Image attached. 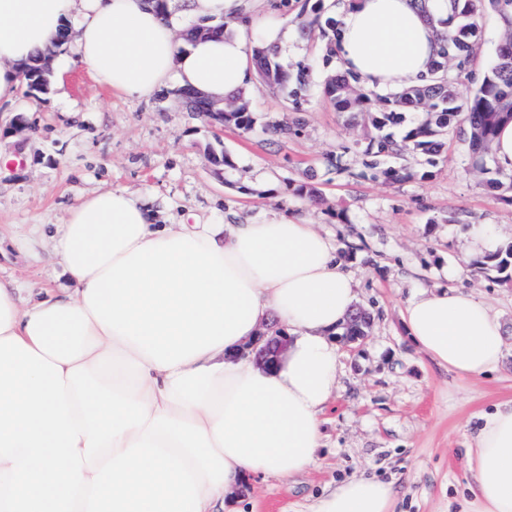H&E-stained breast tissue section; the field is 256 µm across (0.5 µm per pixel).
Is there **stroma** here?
<instances>
[{
  "instance_id": "35a3bbf8",
  "label": "stroma",
  "mask_w": 512,
  "mask_h": 512,
  "mask_svg": "<svg viewBox=\"0 0 512 512\" xmlns=\"http://www.w3.org/2000/svg\"><path fill=\"white\" fill-rule=\"evenodd\" d=\"M338 0H265L269 17L288 27L285 65H312L299 135L278 138L266 124L292 119L286 93L253 79L245 98L252 131L213 129L187 111L176 87L151 99L113 93L82 65L53 76L47 92L0 106V275L31 287L65 284L49 243L29 244L35 224H61L89 195L123 188L145 200L158 223L288 215L336 240L354 275L358 302L373 321L355 347H342L338 386L323 414V446L315 466L290 478L248 482L236 498L254 512H308L336 483L375 476L394 482L396 512H464L470 501L471 448L482 414L512 399V284L473 269L467 230L494 227L512 242V190L489 189L475 172L466 142L448 140L435 160L416 153L392 160L401 178L371 167L358 148L364 134L350 114L323 95L338 63L323 66L320 32ZM503 42L497 15L478 20L474 77L495 62ZM29 128L15 133L16 114ZM231 167L216 173L210 150ZM313 183L318 200L295 194ZM466 265L467 278L448 281ZM484 300L505 328L496 373L465 380L439 368L408 336L402 319L415 294L448 285Z\"/></svg>"
}]
</instances>
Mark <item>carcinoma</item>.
I'll return each instance as SVG.
<instances>
[{
	"label": "carcinoma",
	"instance_id": "1",
	"mask_svg": "<svg viewBox=\"0 0 512 512\" xmlns=\"http://www.w3.org/2000/svg\"><path fill=\"white\" fill-rule=\"evenodd\" d=\"M486 11L496 13L504 25V42L496 63L486 70L472 89H462L460 73L468 70L478 17ZM448 30L440 33L437 58L428 65V77L421 83L405 86L378 97L382 109L360 86L359 78L349 72L334 74L325 83L323 93L337 111L347 112L365 124L363 153L379 159L399 157L408 152L435 156L450 136L463 138L476 157V169L492 172L487 158L492 155L499 127L512 121V0H451V14L445 22ZM256 75L264 82L288 88L292 111L299 112L310 85V67L300 63L292 71L283 67L278 50L259 43L254 50ZM422 112L426 117L409 126L401 139L383 133L389 123L402 119L401 112ZM225 123L250 131L253 113L244 105L225 117ZM474 265L494 271L502 283L512 282V244L476 260Z\"/></svg>",
	"mask_w": 512,
	"mask_h": 512
}]
</instances>
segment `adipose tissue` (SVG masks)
Instances as JSON below:
<instances>
[{
    "instance_id": "1",
    "label": "adipose tissue",
    "mask_w": 512,
    "mask_h": 512,
    "mask_svg": "<svg viewBox=\"0 0 512 512\" xmlns=\"http://www.w3.org/2000/svg\"><path fill=\"white\" fill-rule=\"evenodd\" d=\"M244 0H188L234 35L176 40L177 21L152 0H0V102L17 99L20 67L69 42L57 71L86 66L102 86L147 99L175 84L221 98L254 74ZM448 0H347L336 56L376 92L419 82L439 48ZM66 282L24 291L0 278V339L10 336L70 369L118 356L142 363L136 401L150 416L204 428L228 464L204 482L201 512H224L249 478H289L316 463L321 414L337 382L334 335L357 302V283L329 237L282 215L265 223L159 224L122 188L90 195L50 236ZM411 339L464 379L494 372L505 329L459 288L422 292L405 305ZM288 337L284 355L258 365L247 344L261 330ZM474 512H512V401L480 418L474 435ZM398 491L377 477L331 488L310 512H395Z\"/></svg>"
}]
</instances>
